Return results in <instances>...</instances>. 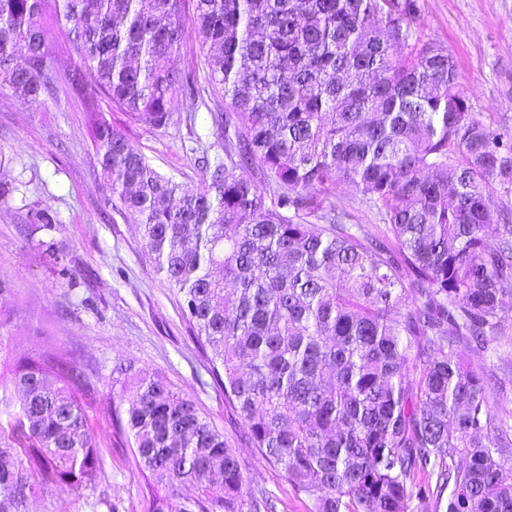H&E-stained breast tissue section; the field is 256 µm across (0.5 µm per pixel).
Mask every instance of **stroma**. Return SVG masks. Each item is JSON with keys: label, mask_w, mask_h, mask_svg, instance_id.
Returning <instances> with one entry per match:
<instances>
[{"label": "stroma", "mask_w": 512, "mask_h": 512, "mask_svg": "<svg viewBox=\"0 0 512 512\" xmlns=\"http://www.w3.org/2000/svg\"><path fill=\"white\" fill-rule=\"evenodd\" d=\"M41 23L51 40L50 65L63 77L81 64L77 46L53 9H46ZM420 32L448 48L458 88L475 117L512 139V0H422ZM93 96V89L78 94L63 80L49 97L24 100L0 91V279L11 286L0 294V383L10 380L17 361L48 342L78 349L100 376L89 412L105 456L95 489L64 503L53 488L37 490L27 512H108L96 504L102 497L119 512H143L149 475L133 448L115 436L110 411L129 366L162 373L175 390L191 396L245 462L247 481L276 498L277 512H309L310 500L297 498L280 470L251 448L136 226L107 203L87 110ZM170 109L168 125L155 130L120 111L106 117L161 172L192 192L201 183L193 147L220 157L224 140L208 110L183 93L173 94ZM39 209L55 220L39 237L58 244L73 287L62 286L52 258L29 237ZM503 349L512 350V328L471 361L496 371L507 408L512 365L498 361Z\"/></svg>", "instance_id": "1"}]
</instances>
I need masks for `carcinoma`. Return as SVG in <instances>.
<instances>
[{
    "mask_svg": "<svg viewBox=\"0 0 512 512\" xmlns=\"http://www.w3.org/2000/svg\"><path fill=\"white\" fill-rule=\"evenodd\" d=\"M44 2L0 0V84L22 99L57 84ZM54 2L82 57L72 90L149 129L168 125L178 87L224 98V158L202 151L196 192L179 195L97 112L100 176L248 441L310 512H408L413 498L421 512H512L497 376L464 356L512 320V210L495 196L512 191V143L472 115L448 48L420 38V0H192L205 87L178 66L186 0ZM341 183L380 233L325 205ZM98 384L50 346L0 386V512H24L38 487H95ZM111 414L167 488L145 512H276L163 374L136 376ZM186 486L199 496L182 500Z\"/></svg>",
    "mask_w": 512,
    "mask_h": 512,
    "instance_id": "1",
    "label": "carcinoma"
}]
</instances>
